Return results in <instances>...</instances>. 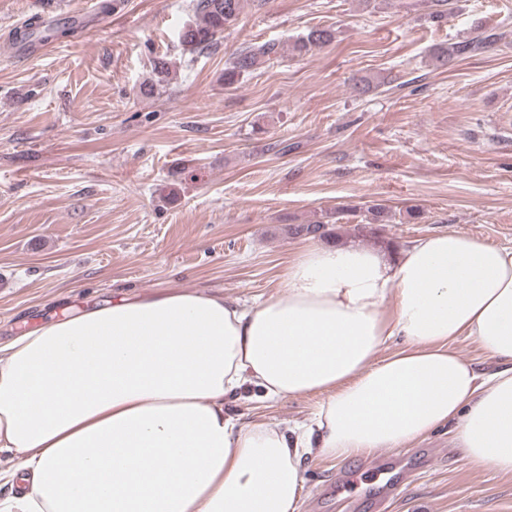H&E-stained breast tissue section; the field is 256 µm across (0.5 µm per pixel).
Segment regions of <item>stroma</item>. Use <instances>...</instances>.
Listing matches in <instances>:
<instances>
[{
	"label": "stroma",
	"instance_id": "obj_1",
	"mask_svg": "<svg viewBox=\"0 0 512 512\" xmlns=\"http://www.w3.org/2000/svg\"><path fill=\"white\" fill-rule=\"evenodd\" d=\"M84 6L0 0L1 344L121 295L268 296L303 244L288 219L324 210L385 204L395 250L448 229L512 243V0H452L438 27L423 0H247L219 47L193 54L177 37L190 0H120L100 24L15 59L11 29ZM481 25L508 37L430 65L433 46ZM317 26L335 40L294 55ZM269 41L280 56L225 86V61ZM159 58L169 74L151 89ZM362 76L385 83L360 96ZM410 206L418 223L404 221ZM320 400L228 397L224 410L285 429ZM411 453L432 465L384 512H512V476L469 462L447 428L380 451ZM360 462L305 457L298 512H374L377 480ZM343 472L348 489L323 497Z\"/></svg>",
	"mask_w": 512,
	"mask_h": 512
}]
</instances>
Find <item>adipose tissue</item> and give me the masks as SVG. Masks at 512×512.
<instances>
[{
    "label": "adipose tissue",
    "instance_id": "adipose-tissue-1",
    "mask_svg": "<svg viewBox=\"0 0 512 512\" xmlns=\"http://www.w3.org/2000/svg\"><path fill=\"white\" fill-rule=\"evenodd\" d=\"M461 336L494 372L457 355ZM237 394L321 401L283 431L225 414ZM444 425L469 462L512 475V245L312 239L252 306L121 296L0 346V480L28 484L0 512H297L306 455L403 448Z\"/></svg>",
    "mask_w": 512,
    "mask_h": 512
}]
</instances>
